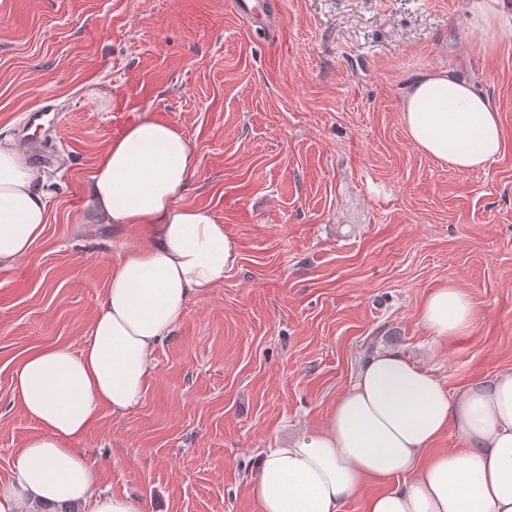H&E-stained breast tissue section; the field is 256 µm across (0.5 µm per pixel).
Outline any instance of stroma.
<instances>
[{
    "mask_svg": "<svg viewBox=\"0 0 512 512\" xmlns=\"http://www.w3.org/2000/svg\"><path fill=\"white\" fill-rule=\"evenodd\" d=\"M474 0H0V141L57 113L33 166L48 224L0 270V481L36 434L11 397L33 350L77 352L142 230L99 218L87 187L106 147L156 119L196 163L180 204L211 210L238 245L150 354L123 416L101 409L80 446L99 489L143 512H258L261 457L324 425L362 361L398 350L444 387L512 366V27L491 55ZM456 68L499 110L503 152L457 172L408 137L414 73ZM467 290L473 329L438 345L426 294Z\"/></svg>",
    "mask_w": 512,
    "mask_h": 512,
    "instance_id": "obj_1",
    "label": "stroma"
}]
</instances>
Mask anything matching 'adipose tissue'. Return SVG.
<instances>
[{
    "label": "adipose tissue",
    "mask_w": 512,
    "mask_h": 512,
    "mask_svg": "<svg viewBox=\"0 0 512 512\" xmlns=\"http://www.w3.org/2000/svg\"><path fill=\"white\" fill-rule=\"evenodd\" d=\"M467 22L488 53L512 13L503 0H479ZM400 110L421 152L453 170L483 168L502 150L497 108L454 71L416 72ZM194 165L188 140L158 120L132 125L102 155L89 184L100 218L148 236L113 266L80 352L46 347L16 368L13 396L40 431L0 483V512H31L36 503L142 512L137 499L99 490L97 470L75 443L101 408L123 415L140 404L151 351L189 299L222 283L236 259L237 243L214 213L178 202ZM48 199L43 173L16 143H0V268L42 237ZM475 318L471 295L451 284L431 291L420 311L442 343L465 336ZM450 431L459 449L432 453ZM248 491L259 512H341L360 493L365 512H512V367L452 393L402 353H377L321 428L260 460Z\"/></svg>",
    "instance_id": "ef3b65f1"
}]
</instances>
